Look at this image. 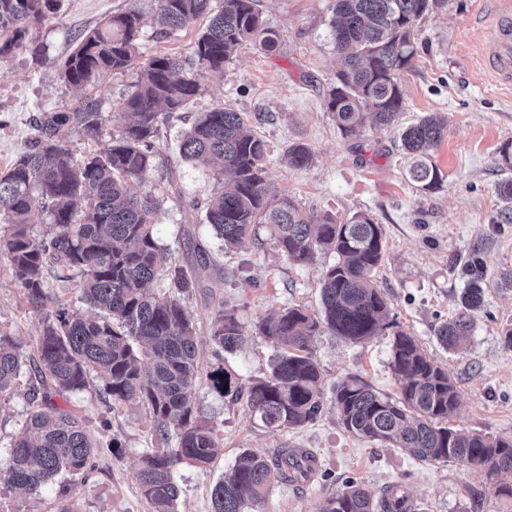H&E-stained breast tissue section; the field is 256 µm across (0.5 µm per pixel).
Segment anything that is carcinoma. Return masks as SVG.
Instances as JSON below:
<instances>
[{"label":"carcinoma","instance_id":"carcinoma-1","mask_svg":"<svg viewBox=\"0 0 512 512\" xmlns=\"http://www.w3.org/2000/svg\"><path fill=\"white\" fill-rule=\"evenodd\" d=\"M61 0H0V58L33 42ZM153 23L161 33L183 28L209 16L196 42L200 64L221 72L242 46L273 51L278 38L255 8V0H223L211 13V0H155ZM443 0H335L331 36L339 59L327 93L326 109L337 128L356 135L368 120L394 124L402 108L397 72L410 67L417 53L416 23ZM142 16L135 9L115 13L76 37L62 65V78L79 88L96 83L104 71L137 70L135 91L121 104V130L82 161L66 148L76 132L89 142L99 139L105 112L87 96L60 112L35 119V137L5 173H0V223L10 233L0 238L12 279L36 311L56 307L38 337L40 386L30 393L34 408L8 456L0 459V483L25 492L38 489L61 473L92 468L97 446L81 419L52 404L50 393L86 389L91 373L100 376L112 403H143L160 424V436L176 438V447L142 456L136 480L154 512H175L181 488L175 469L190 461L207 469L223 454L212 428L190 399L201 376L195 327L179 295L197 287L194 271L182 265L167 269L171 291L153 292L149 284L165 262L154 235L156 198L150 191L132 194L127 180L143 179L153 166L152 138L159 111L181 112L193 103L199 82L181 74L175 57H138ZM447 128L439 113L424 116L401 133L410 159L409 176L426 190L441 175L427 150L438 145ZM189 161H220L214 179L219 190L204 203L205 222L231 248L259 224L266 226L289 260L309 264L319 253L334 262L320 282L322 317L295 305L258 326V334L281 349L270 376L238 384L219 363L207 373L218 394L234 401L246 396L251 417L262 426L284 430L313 420L324 406L322 378L308 353L322 328L351 342H362L385 325L389 301L374 274L383 258V230L362 212L346 220L306 213L290 197L270 191L264 164L266 142L248 129L242 115L217 106L194 117L181 141ZM288 163L301 168L313 160L305 143L288 147ZM48 217L53 233L33 240L28 227ZM53 268L60 280L81 274V299L99 310L94 318H74L58 298L45 291L44 274ZM485 291L472 279L459 299L458 313L437 330L448 350L469 345L473 313ZM243 326L234 311L219 307L211 330L217 351H233ZM23 343L0 333V392L11 387L25 361ZM390 368L399 396H384L352 379L336 386L332 404L349 432L407 449L421 461H457L498 478L512 476V439L490 437L448 427L445 421L459 404V391L448 371L418 345L413 336L393 331ZM311 455L299 448H278L268 459L244 452L211 493L213 512H245L263 503L273 477L307 479ZM322 512H415L406 494L396 489L379 507L360 486L348 482L327 499Z\"/></svg>","mask_w":512,"mask_h":512}]
</instances>
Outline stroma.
<instances>
[{
  "instance_id": "stroma-1",
  "label": "stroma",
  "mask_w": 512,
  "mask_h": 512,
  "mask_svg": "<svg viewBox=\"0 0 512 512\" xmlns=\"http://www.w3.org/2000/svg\"><path fill=\"white\" fill-rule=\"evenodd\" d=\"M333 6L334 0H256L266 25L279 35L276 49L244 47L223 73L214 74L195 62L206 19L162 35L151 22L155 0H63L55 17L34 35L40 59L27 50L0 59V92L12 96L0 106V172L27 150L39 113L61 110L81 96V89L61 77L76 36L114 13L139 10L145 20L140 55L179 58L204 89L186 111L160 116L153 167L145 181L131 183L133 192L151 190L160 200L155 234L167 263L191 268L198 277L197 288L181 302L194 321L202 370L219 361L210 335L222 305L235 310L245 336L220 361L243 386L268 376L277 350L256 335L257 324L295 304L319 313L320 281L333 261L325 254L307 265L289 261L262 225L239 246L222 248L198 208L215 188L214 169L183 159L180 137L195 113L225 105L243 113L265 140V165L279 194L318 216L345 219L363 212L382 225L385 246L377 284L390 302L391 318L456 383L460 400L449 426L510 438L512 348L501 338L512 326V287L502 282L512 272V222L504 218L496 186L512 179V87L497 83L483 61L494 6L491 0H447L427 15L417 28V54L398 78L403 92L398 123L368 126L349 138L340 134L325 105L336 70ZM136 78L133 71L100 75L90 92L108 119L94 143L71 134L75 157L103 148L118 133L116 106L133 91ZM431 112L446 113L448 131L431 153L441 182L426 190L406 176L400 134ZM296 142L312 148L310 166L288 165L287 149ZM468 262L485 276V305L475 315L469 346L453 353L440 344L437 329L457 312L473 273L463 269ZM43 320L0 254V332L20 339L28 357L18 383L0 392V458L7 456L31 410L27 388L35 381L31 361ZM392 340L388 328L360 343L327 330L314 336L309 353L322 375L326 405L316 420L294 429L273 431L255 424L245 401L220 397L206 379H198L191 398L213 427L223 454L205 470L178 466V512H212L211 489L242 452L267 456L277 448L304 449L317 466L306 480L273 481L259 512H320L348 478L377 501L400 489L418 512H512L511 502L490 492L482 471L455 461L416 460L402 448L351 434L339 421L330 403L336 384L344 380L358 378L376 392L397 396L399 385L389 367ZM99 386L95 380L86 390L56 398L100 442L92 469L83 475L60 473L30 494L0 484V512H59L66 501L77 512H151L135 471L142 454L163 445L153 416L138 401L112 404Z\"/></svg>"
}]
</instances>
